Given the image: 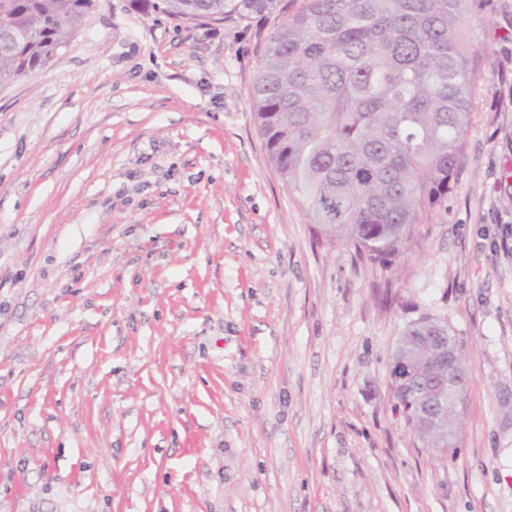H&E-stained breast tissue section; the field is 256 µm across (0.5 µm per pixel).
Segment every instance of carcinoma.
Here are the masks:
<instances>
[{
	"label": "carcinoma",
	"instance_id": "1",
	"mask_svg": "<svg viewBox=\"0 0 512 512\" xmlns=\"http://www.w3.org/2000/svg\"><path fill=\"white\" fill-rule=\"evenodd\" d=\"M280 0H130L175 20L222 22L268 15ZM477 0H303L274 28L252 99L269 161L328 241L374 261L396 255L416 224L448 198L465 148L473 95L487 63L473 49ZM93 0H0V84L46 65ZM440 336L463 361L443 321L400 333L417 350L412 376L393 387L405 419L438 357ZM442 424L414 429L429 448L458 447L456 404Z\"/></svg>",
	"mask_w": 512,
	"mask_h": 512
}]
</instances>
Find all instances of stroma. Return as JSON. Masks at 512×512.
<instances>
[{
    "mask_svg": "<svg viewBox=\"0 0 512 512\" xmlns=\"http://www.w3.org/2000/svg\"><path fill=\"white\" fill-rule=\"evenodd\" d=\"M265 17L95 0L0 88V512H512V0L447 200L391 262L330 243L269 162ZM448 324L455 457L393 410L392 353Z\"/></svg>",
    "mask_w": 512,
    "mask_h": 512,
    "instance_id": "obj_1",
    "label": "stroma"
}]
</instances>
